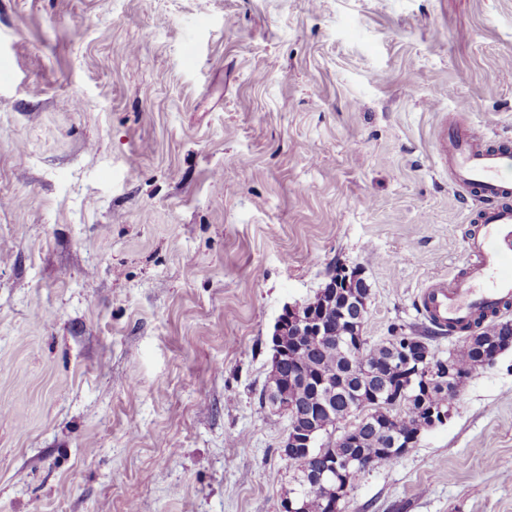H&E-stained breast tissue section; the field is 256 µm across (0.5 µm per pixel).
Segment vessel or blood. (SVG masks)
Returning <instances> with one entry per match:
<instances>
[{
  "mask_svg": "<svg viewBox=\"0 0 512 512\" xmlns=\"http://www.w3.org/2000/svg\"><path fill=\"white\" fill-rule=\"evenodd\" d=\"M437 152L449 183L478 203L462 272L432 277L421 293L431 325L463 326L480 313L512 309V142L441 131Z\"/></svg>",
  "mask_w": 512,
  "mask_h": 512,
  "instance_id": "obj_1",
  "label": "vessel or blood"
}]
</instances>
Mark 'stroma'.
I'll return each mask as SVG.
<instances>
[{
  "instance_id": "stroma-1",
  "label": "stroma",
  "mask_w": 512,
  "mask_h": 512,
  "mask_svg": "<svg viewBox=\"0 0 512 512\" xmlns=\"http://www.w3.org/2000/svg\"><path fill=\"white\" fill-rule=\"evenodd\" d=\"M511 66L512 0H0V512H279L278 316L343 265L425 329ZM345 512H512V349Z\"/></svg>"
}]
</instances>
